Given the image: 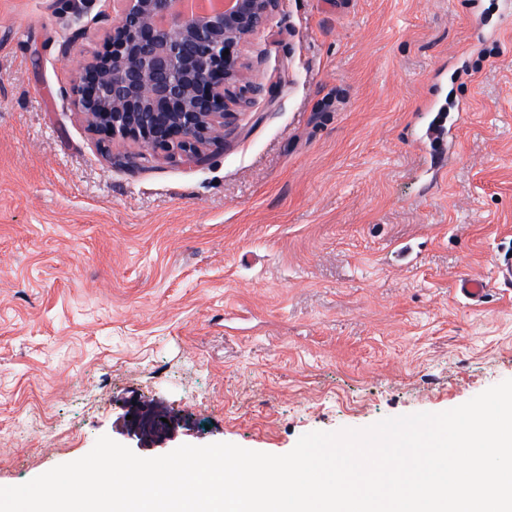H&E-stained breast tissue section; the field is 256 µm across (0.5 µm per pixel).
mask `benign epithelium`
<instances>
[{"mask_svg": "<svg viewBox=\"0 0 512 512\" xmlns=\"http://www.w3.org/2000/svg\"><path fill=\"white\" fill-rule=\"evenodd\" d=\"M199 0H112L107 49L82 62L84 81L74 104L91 130L107 139L130 138L136 165L159 152L201 164L207 147L224 138L237 109L263 94L241 46L263 29L280 0H225L202 10ZM135 411L127 435L167 439L172 417Z\"/></svg>", "mask_w": 512, "mask_h": 512, "instance_id": "1", "label": "benign epithelium"}]
</instances>
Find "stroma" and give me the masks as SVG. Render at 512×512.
I'll return each instance as SVG.
<instances>
[{
    "label": "stroma",
    "instance_id": "obj_1",
    "mask_svg": "<svg viewBox=\"0 0 512 512\" xmlns=\"http://www.w3.org/2000/svg\"><path fill=\"white\" fill-rule=\"evenodd\" d=\"M505 3L281 0L223 143L129 168L70 94L112 0H0V487L103 435L282 455L512 379ZM138 408L175 438H127Z\"/></svg>",
    "mask_w": 512,
    "mask_h": 512
}]
</instances>
